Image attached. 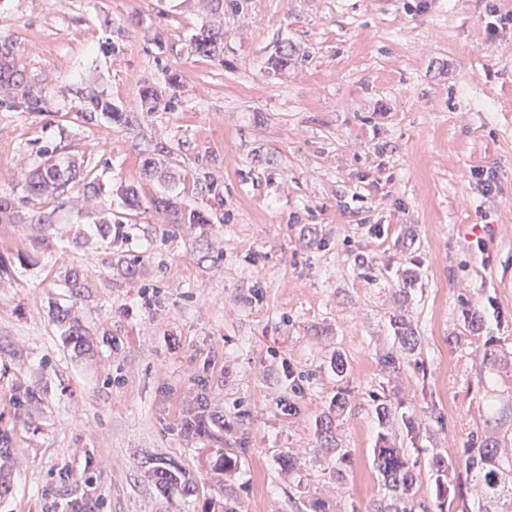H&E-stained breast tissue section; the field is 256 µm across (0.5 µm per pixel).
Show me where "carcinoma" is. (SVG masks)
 Returning <instances> with one entry per match:
<instances>
[{"label":"carcinoma","instance_id":"cac0c4a2","mask_svg":"<svg viewBox=\"0 0 512 512\" xmlns=\"http://www.w3.org/2000/svg\"><path fill=\"white\" fill-rule=\"evenodd\" d=\"M224 45V28L203 25L190 41V49L197 55L216 57ZM139 98L143 111L151 113L160 107L174 106L176 94L167 99L160 98L157 90L150 84L142 85ZM86 109L100 111L114 123L130 124L135 119L131 112H124L117 105L100 98H92L86 103ZM142 175L153 178L159 174L156 150L143 153ZM77 169L75 164L65 159L54 158L34 173L28 175L23 184V196L0 195L1 224H50L51 217L34 211L35 202L54 193H63L75 182ZM123 205L129 212H137L142 206V198L134 186L123 192ZM152 205L159 213L168 215L171 224H210L208 213L192 209L188 212L173 205L166 199H154ZM98 234L107 246H118L128 239L127 225L119 216L104 218L98 224ZM57 320L66 327L67 341L77 352L87 347L86 330L81 320L72 315L71 310L58 312ZM506 441L494 435L474 436L471 447L465 449L464 467L466 478L478 500L483 503L484 512H512V463L509 462ZM374 465L381 476L382 485L388 492L391 504L380 507L377 512H412L406 495L416 482V473L408 460L396 448L381 440L374 449Z\"/></svg>","mask_w":512,"mask_h":512}]
</instances>
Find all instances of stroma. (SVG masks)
Instances as JSON below:
<instances>
[{
	"label": "stroma",
	"mask_w": 512,
	"mask_h": 512,
	"mask_svg": "<svg viewBox=\"0 0 512 512\" xmlns=\"http://www.w3.org/2000/svg\"><path fill=\"white\" fill-rule=\"evenodd\" d=\"M207 21L224 25L216 59L188 48ZM486 22V0H0L21 71L0 90V195L52 150L113 213L119 187L144 201L118 249L80 183L41 200L46 244L0 223V512H375L384 436L415 464L413 512L441 493L476 512L463 450L478 430L512 438V28ZM173 73L175 107L142 113L140 87ZM92 97L136 121L80 118ZM159 144L168 176L144 178ZM160 196L214 221L166 223ZM69 307L81 353L56 320ZM383 396L417 437L379 419ZM436 454L453 470L436 475ZM157 465L180 479L159 486Z\"/></svg>",
	"instance_id": "stroma-1"
}]
</instances>
